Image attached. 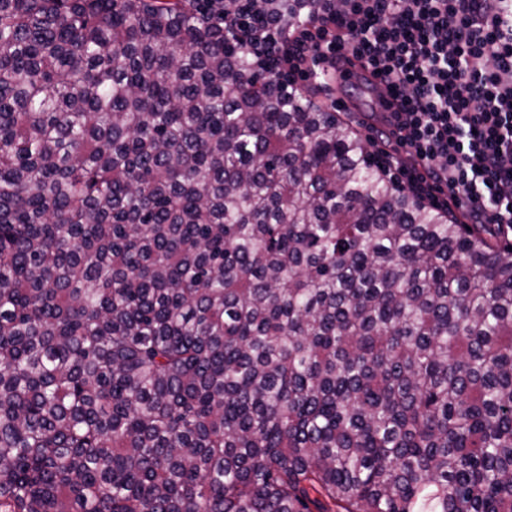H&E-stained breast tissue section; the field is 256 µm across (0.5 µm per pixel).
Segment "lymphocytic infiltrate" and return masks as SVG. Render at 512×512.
I'll return each instance as SVG.
<instances>
[{"label": "lymphocytic infiltrate", "mask_w": 512, "mask_h": 512, "mask_svg": "<svg viewBox=\"0 0 512 512\" xmlns=\"http://www.w3.org/2000/svg\"><path fill=\"white\" fill-rule=\"evenodd\" d=\"M238 54L281 80L320 78L351 52L398 103L391 135L407 163L375 155L383 173L475 224L512 227V0H345L292 24L228 22Z\"/></svg>", "instance_id": "f902f5d3"}]
</instances>
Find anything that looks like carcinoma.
Listing matches in <instances>:
<instances>
[{
    "instance_id": "obj_1",
    "label": "carcinoma",
    "mask_w": 512,
    "mask_h": 512,
    "mask_svg": "<svg viewBox=\"0 0 512 512\" xmlns=\"http://www.w3.org/2000/svg\"><path fill=\"white\" fill-rule=\"evenodd\" d=\"M239 5L0 0V512H512V231L387 181Z\"/></svg>"
}]
</instances>
